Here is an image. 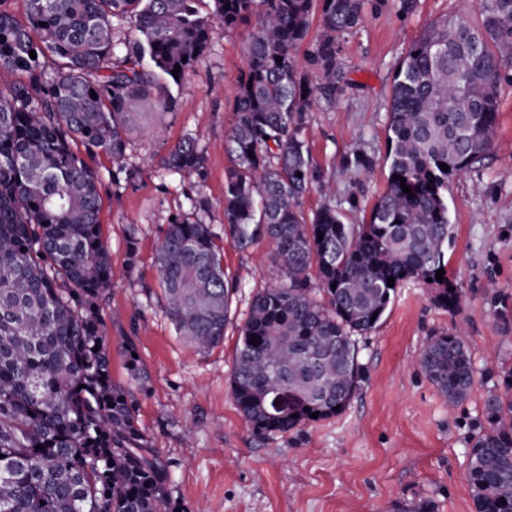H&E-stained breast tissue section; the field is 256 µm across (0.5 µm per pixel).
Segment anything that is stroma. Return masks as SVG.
Listing matches in <instances>:
<instances>
[{"label":"stroma","instance_id":"obj_1","mask_svg":"<svg viewBox=\"0 0 512 512\" xmlns=\"http://www.w3.org/2000/svg\"><path fill=\"white\" fill-rule=\"evenodd\" d=\"M479 0H399L367 10L340 42L344 78L338 106L319 102L305 132L322 178L332 180L347 223L359 224L386 186V124L394 71L409 45L436 19L476 14ZM247 28L216 27L207 50L171 85L170 110L150 102L129 108L126 175L98 156L102 236L112 259V286L96 314L111 354L113 382L131 394L148 447L169 466L178 512H475L467 479L470 438L485 427L489 395L504 393L512 373V323L486 285L496 281L512 304V83L498 92L494 148L484 164L456 176L446 194L453 240L445 253L450 282L462 290L458 314L438 305V286L409 280L397 288L378 326L358 337L365 378L333 417L271 437L253 432L232 397L239 328L251 300L267 286L272 247L239 250L225 242L224 139L245 66ZM191 138L205 156L203 177L147 166ZM372 161L355 171L354 155ZM204 198V209L191 201ZM209 224L237 285L224 339L207 351L176 335L165 311L156 251L172 217ZM138 251L129 255V238ZM466 332L476 369L469 398L456 409L425 377L418 360L430 336ZM142 377L132 380L130 362Z\"/></svg>","mask_w":512,"mask_h":512}]
</instances>
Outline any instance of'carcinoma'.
Returning <instances> with one entry per match:
<instances>
[{
    "label": "carcinoma",
    "mask_w": 512,
    "mask_h": 512,
    "mask_svg": "<svg viewBox=\"0 0 512 512\" xmlns=\"http://www.w3.org/2000/svg\"><path fill=\"white\" fill-rule=\"evenodd\" d=\"M197 2L23 0L22 22L0 0V512H168L166 465L112 383L96 316L112 285L98 176L71 141L87 158L111 156L119 182L130 101L155 95L170 109L161 81L178 83L172 70L196 62L215 24L257 18L225 139L224 238L273 246L271 284L251 302L233 373V398L258 434L346 408L363 376L355 336L376 328L401 283L446 267L444 190L494 146L499 87L512 78V0H480L477 19L438 20L409 46L392 84L386 188L368 221L348 224L333 205L309 217L305 194L326 185L304 130L318 99L336 104L340 40L369 0H212L205 16ZM317 7L322 35L301 59ZM130 15L138 36L121 58L114 22ZM161 164L201 177L204 156L188 139ZM156 264L179 336L199 350L219 344L236 285L210 225L175 217ZM442 284L437 302L453 315L461 291ZM418 366L451 408L473 389L459 328L432 336ZM284 393L288 409L277 411ZM485 410L468 470L476 512H512V396L491 395Z\"/></svg>",
    "instance_id": "1"
}]
</instances>
